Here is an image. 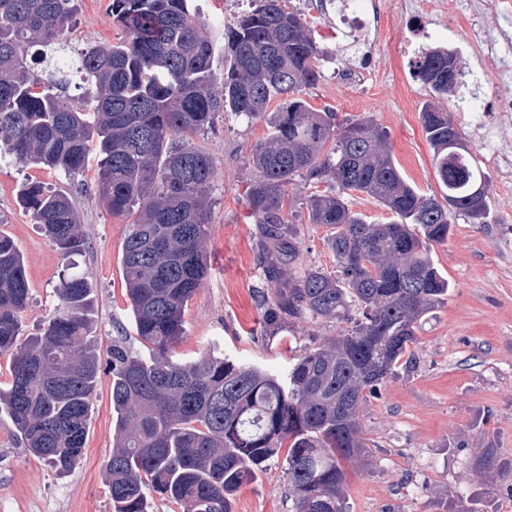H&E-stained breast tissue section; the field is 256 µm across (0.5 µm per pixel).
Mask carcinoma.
Here are the masks:
<instances>
[{
  "instance_id": "cac0c4a2",
  "label": "carcinoma",
  "mask_w": 512,
  "mask_h": 512,
  "mask_svg": "<svg viewBox=\"0 0 512 512\" xmlns=\"http://www.w3.org/2000/svg\"><path fill=\"white\" fill-rule=\"evenodd\" d=\"M252 2L220 32L228 65L217 94L216 41L202 35L208 21L193 0H112L116 40L61 65L74 0H0V159L75 179L99 151V195L112 215L133 217L121 267L147 349L114 344L101 362L81 274L61 281L60 305L40 335L19 342L29 285L20 253L0 233V355L11 376L0 410L28 451L66 473L82 458L101 374H111L112 512H148V490L183 512H232L235 493L283 449L293 512H346L348 467L367 448L365 393H377L416 342L420 320L449 295L432 247L448 242L453 217L489 215L487 192H477L487 176L448 113L430 104L420 112L448 189L440 200L406 181L373 120L339 121L308 104L303 91L321 77L312 30L283 0ZM448 56L430 50L415 66L416 79L441 95ZM73 71L87 85L79 98L64 95ZM227 110L268 128L245 191L265 279L256 294L265 335L319 320L345 325L304 348L284 377L226 356L174 358L185 310L209 274L216 173L199 138ZM297 177L326 185L305 204L309 223L330 229L333 273L303 257L285 207ZM359 195L392 219L372 223L353 211L349 198ZM20 200L63 255L80 251L68 195L31 181Z\"/></svg>"
}]
</instances>
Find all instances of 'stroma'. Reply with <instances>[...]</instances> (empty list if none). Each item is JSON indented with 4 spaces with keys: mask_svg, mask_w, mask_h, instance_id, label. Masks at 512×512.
I'll list each match as a JSON object with an SVG mask.
<instances>
[{
    "mask_svg": "<svg viewBox=\"0 0 512 512\" xmlns=\"http://www.w3.org/2000/svg\"><path fill=\"white\" fill-rule=\"evenodd\" d=\"M111 2L75 0L71 49L115 39ZM314 2H290L304 13L324 52L323 76L305 89L304 99L314 109L333 110L342 119H373L388 132L405 178L422 192L438 196L445 189L420 112L427 104L447 111L488 177L490 200L485 223L455 216L447 243L433 248L434 261L451 285L448 299L422 319L409 358L378 396L362 405L366 458L349 468L347 510L512 512V181L502 179L494 162L502 145L512 144V113L504 116L497 109V76L490 71L484 73L482 99L468 112L455 108V95L432 96L415 81L411 45L423 16L433 25L425 48L452 54L459 83L470 84L473 73L481 71L465 50L467 24L440 20L443 0H415L411 14L402 11L400 0H380L376 44L360 59L369 74L361 86L344 83V44L333 22L317 16ZM266 134L264 122L223 112L214 132L204 136L217 173L205 243L211 271L185 310V335L175 355L186 361L209 354L227 356L284 375L295 351L337 335L339 328L319 321L275 337L263 333L253 295L264 280L256 260V226L247 216L244 193L254 176L251 151ZM96 179L93 164L73 181L60 170L0 162V231L14 240L29 280L21 334H38L54 312L65 266L20 202L22 185L32 180L66 190L80 217L84 247L74 261L92 290L93 334L100 353L117 342L136 351L141 343L121 269L128 220L112 215L103 204ZM297 225L307 260L335 270L327 228L309 223L304 211ZM110 385V377L102 376L84 454L64 474L26 452L9 415L0 412V512H112L105 470L112 453ZM232 512H292L283 459L269 460L257 479L236 493Z\"/></svg>",
    "mask_w": 512,
    "mask_h": 512,
    "instance_id": "obj_1",
    "label": "stroma"
}]
</instances>
